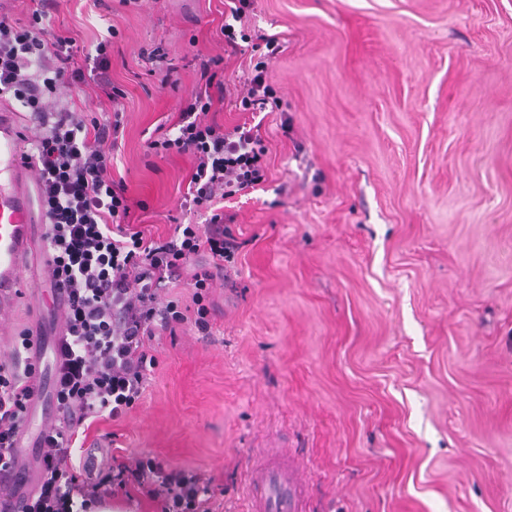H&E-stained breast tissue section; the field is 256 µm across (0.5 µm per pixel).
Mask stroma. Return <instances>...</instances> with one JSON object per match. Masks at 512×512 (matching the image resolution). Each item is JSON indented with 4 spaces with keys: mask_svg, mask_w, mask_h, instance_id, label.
<instances>
[{
    "mask_svg": "<svg viewBox=\"0 0 512 512\" xmlns=\"http://www.w3.org/2000/svg\"><path fill=\"white\" fill-rule=\"evenodd\" d=\"M223 11L59 0L51 20L88 47L118 31L113 174L155 237L204 221L178 207L190 158L148 138L191 90L194 54L219 53ZM242 26L224 123L264 36L281 44L269 180L231 203L246 245L211 336L157 340L142 401L91 445L200 469L219 512H240L256 448L288 461L306 512H512V0H255ZM158 45L179 89L141 56ZM24 279L0 352L53 309L42 265Z\"/></svg>",
    "mask_w": 512,
    "mask_h": 512,
    "instance_id": "stroma-1",
    "label": "stroma"
}]
</instances>
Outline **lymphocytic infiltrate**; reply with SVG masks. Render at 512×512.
Instances as JSON below:
<instances>
[{"instance_id": "lymphocytic-infiltrate-1", "label": "lymphocytic infiltrate", "mask_w": 512, "mask_h": 512, "mask_svg": "<svg viewBox=\"0 0 512 512\" xmlns=\"http://www.w3.org/2000/svg\"><path fill=\"white\" fill-rule=\"evenodd\" d=\"M26 22L0 16V97L12 95L29 118L25 140L45 216L51 254L46 269L54 291L67 294L53 313L62 339L53 357L55 416L42 432L41 475L24 512H74L106 503L136 484L161 504V512H215L209 479L157 457L133 455L115 472L76 461L86 433L100 421L125 418L143 396L156 359L155 337L186 327L210 335L212 294L228 280L242 240L229 229L225 205L262 189L268 181V148L251 120L225 125L211 116L224 99V57L240 53L235 25L253 0H225L224 53L195 54V85L171 120L158 124L149 146L164 155L189 157L192 171L179 200L201 212L202 224H179L172 236L152 237L128 222L131 202L123 180L112 176L113 153L124 134L123 114L84 120L62 104L70 85L98 102H116L109 75L112 37L93 52L54 32L58 0H35ZM208 254L211 266H193ZM188 281L190 305L171 297ZM39 334L22 331L9 357H0V512H11L12 473L20 431L33 389L27 358Z\"/></svg>"}]
</instances>
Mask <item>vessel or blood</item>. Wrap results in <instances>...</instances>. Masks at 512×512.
I'll return each mask as SVG.
<instances>
[{
	"instance_id": "vessel-or-blood-1",
	"label": "vessel or blood",
	"mask_w": 512,
	"mask_h": 512,
	"mask_svg": "<svg viewBox=\"0 0 512 512\" xmlns=\"http://www.w3.org/2000/svg\"><path fill=\"white\" fill-rule=\"evenodd\" d=\"M25 117L0 113V307L13 306L21 274L43 225L25 180L20 135ZM247 512H302L304 503L287 462L272 450L256 452L243 487Z\"/></svg>"
}]
</instances>
